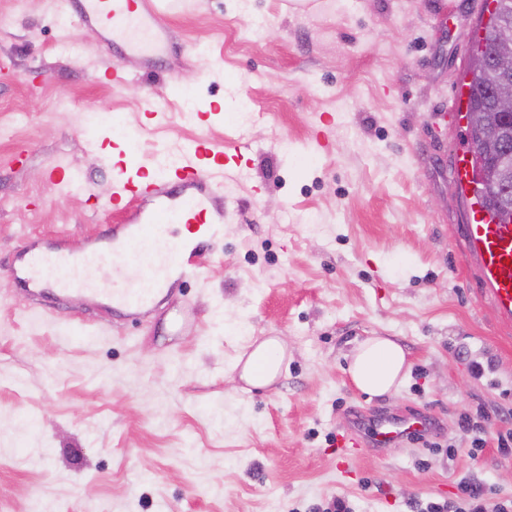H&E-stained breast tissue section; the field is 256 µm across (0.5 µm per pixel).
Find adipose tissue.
Listing matches in <instances>:
<instances>
[{
    "label": "adipose tissue",
    "mask_w": 512,
    "mask_h": 512,
    "mask_svg": "<svg viewBox=\"0 0 512 512\" xmlns=\"http://www.w3.org/2000/svg\"><path fill=\"white\" fill-rule=\"evenodd\" d=\"M283 360L284 350L278 339H266L248 355L241 377L252 386H266L278 377ZM349 373L356 387L367 395L391 393L406 377L405 352L391 339L369 337L356 348Z\"/></svg>",
    "instance_id": "ef3b65f1"
}]
</instances>
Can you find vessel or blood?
<instances>
[{
    "label": "vessel or blood",
    "mask_w": 512,
    "mask_h": 512,
    "mask_svg": "<svg viewBox=\"0 0 512 512\" xmlns=\"http://www.w3.org/2000/svg\"><path fill=\"white\" fill-rule=\"evenodd\" d=\"M68 4L82 24L107 30L122 49L156 54L165 48L160 38L164 18L179 11L182 0H68ZM224 158V153L213 151L201 140L187 148L176 165L144 171L135 182L116 178L109 205L137 200L140 208L129 214L120 230L95 240L83 255L47 256L46 274L30 275L25 288L51 285L61 293L89 291L113 311L126 315L167 297L172 279H199L203 266L191 258L196 251L191 238L200 234L213 242L221 239L224 198L208 182L214 173L223 171ZM168 224L185 225L188 239H169L164 230ZM462 234L464 257L479 275L482 300L496 310L502 324L512 323V225L491 220L486 210L474 203ZM102 265L135 269L138 286L120 290L99 287L91 272ZM429 429L430 423L424 418L408 421L381 416L366 428L338 437L337 445L346 460L363 442L385 448Z\"/></svg>",
    "instance_id": "vessel-or-blood-1"
}]
</instances>
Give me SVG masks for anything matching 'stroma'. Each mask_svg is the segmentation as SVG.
<instances>
[{
    "mask_svg": "<svg viewBox=\"0 0 512 512\" xmlns=\"http://www.w3.org/2000/svg\"><path fill=\"white\" fill-rule=\"evenodd\" d=\"M482 2L187 0L165 22L169 52L130 60L116 88L102 31L66 0H0V512H324L336 496L352 512L453 510L469 479L512 499L497 443L512 430V328L462 260L452 168L467 122L439 119ZM116 122L141 132L136 156ZM319 130L330 147L307 158ZM199 140L228 156L203 281L134 319L20 285L34 254L82 252L122 223L98 207L117 162L150 168L156 144L179 155ZM58 163L80 189L47 185ZM186 310L197 334L172 330ZM370 336L406 353L392 394L347 373ZM270 337L280 375L245 385L234 363ZM411 410L432 419L429 445L363 448L338 470L354 416ZM466 414L487 419L482 451Z\"/></svg>",
    "mask_w": 512,
    "mask_h": 512,
    "instance_id": "35a3bbf8",
    "label": "stroma"
}]
</instances>
